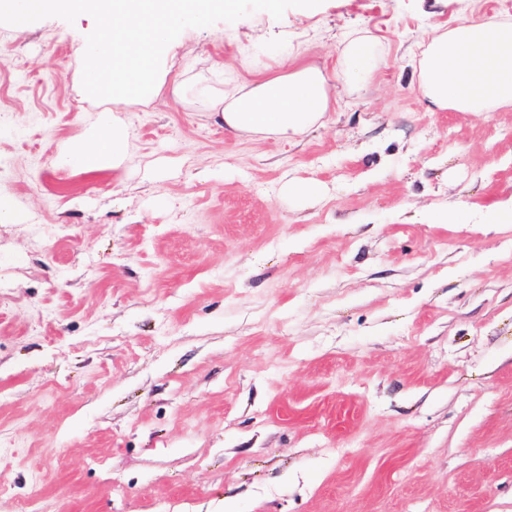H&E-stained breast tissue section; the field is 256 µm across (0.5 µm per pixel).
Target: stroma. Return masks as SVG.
Wrapping results in <instances>:
<instances>
[{"instance_id":"stroma-1","label":"stroma","mask_w":512,"mask_h":512,"mask_svg":"<svg viewBox=\"0 0 512 512\" xmlns=\"http://www.w3.org/2000/svg\"><path fill=\"white\" fill-rule=\"evenodd\" d=\"M504 19L233 0L147 106L88 94L85 12L0 24V512H512V109L419 90L434 30ZM301 63L337 104L294 142L202 109ZM105 113L123 166L55 168ZM344 64L349 74L357 81L369 79L373 74V63L367 48L358 41H351L346 46Z\"/></svg>"}]
</instances>
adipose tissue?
<instances>
[{"label": "adipose tissue", "instance_id": "1", "mask_svg": "<svg viewBox=\"0 0 512 512\" xmlns=\"http://www.w3.org/2000/svg\"><path fill=\"white\" fill-rule=\"evenodd\" d=\"M220 0H0V23L24 33L32 17L49 10H86L97 37L78 51L86 63L91 95L110 100L124 95L151 103L167 83L174 59L156 60L157 50L184 22L203 21ZM420 89L439 110L491 112L512 106V22L473 21L434 36L421 52ZM208 107L226 128L254 136L289 140L336 109V93L318 66L302 64L271 72L218 95ZM127 142L116 125L99 122L91 138L69 146L57 167L77 164L87 170L119 169Z\"/></svg>", "mask_w": 512, "mask_h": 512}]
</instances>
